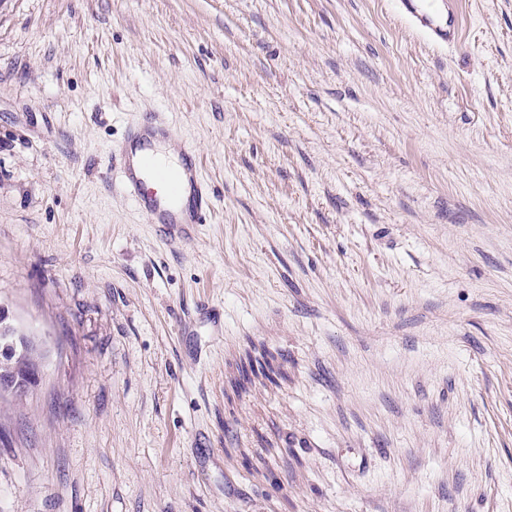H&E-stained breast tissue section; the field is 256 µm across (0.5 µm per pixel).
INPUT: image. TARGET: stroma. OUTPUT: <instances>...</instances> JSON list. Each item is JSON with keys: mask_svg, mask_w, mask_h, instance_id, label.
I'll return each mask as SVG.
<instances>
[{"mask_svg": "<svg viewBox=\"0 0 512 512\" xmlns=\"http://www.w3.org/2000/svg\"><path fill=\"white\" fill-rule=\"evenodd\" d=\"M462 9L0 0V512H512V0ZM154 111L177 246L108 184ZM397 2L401 11L435 40L448 43L460 40L463 27L460 1L448 0V13L445 19L429 10L422 0H398ZM9 351L2 349L0 355V377L10 378L12 380L25 381L29 372V363L26 359L23 349L17 346V352L9 355Z\"/></svg>", "mask_w": 512, "mask_h": 512, "instance_id": "obj_1", "label": "stroma"}]
</instances>
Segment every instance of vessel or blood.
<instances>
[{
	"label": "vessel or blood",
	"mask_w": 512,
	"mask_h": 512,
	"mask_svg": "<svg viewBox=\"0 0 512 512\" xmlns=\"http://www.w3.org/2000/svg\"><path fill=\"white\" fill-rule=\"evenodd\" d=\"M398 4L435 40L459 41L463 27L460 0H448V13L443 17L429 10L424 0H398ZM173 134L172 125L153 112L129 125L124 141L112 154V173L119 189L170 238L184 233L187 227L205 223L214 207L213 192L191 150L183 151L180 166L174 168L160 160L157 145Z\"/></svg>",
	"instance_id": "vessel-or-blood-1"
}]
</instances>
